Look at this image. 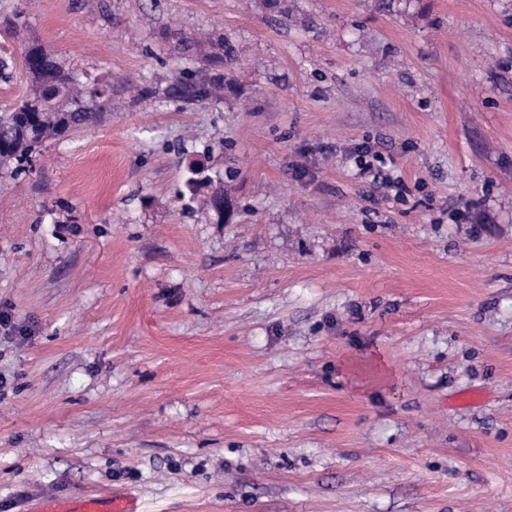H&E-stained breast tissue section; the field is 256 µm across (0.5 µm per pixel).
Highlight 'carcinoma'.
<instances>
[{
	"instance_id": "obj_1",
	"label": "carcinoma",
	"mask_w": 512,
	"mask_h": 512,
	"mask_svg": "<svg viewBox=\"0 0 512 512\" xmlns=\"http://www.w3.org/2000/svg\"><path fill=\"white\" fill-rule=\"evenodd\" d=\"M164 39L181 53L195 52L207 69L230 67L236 62L232 46L223 36L194 39L179 33H167ZM29 90L20 103L8 112H0V166H12L11 174L26 172L32 154L48 138L65 137L92 122L97 113L90 103L102 98L99 88H90L77 75L44 51L41 56L22 61ZM224 87V80L181 78L176 84L179 97L201 102L213 86Z\"/></svg>"
}]
</instances>
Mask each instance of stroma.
Here are the masks:
<instances>
[{
  "instance_id": "obj_1",
  "label": "stroma",
  "mask_w": 512,
  "mask_h": 512,
  "mask_svg": "<svg viewBox=\"0 0 512 512\" xmlns=\"http://www.w3.org/2000/svg\"><path fill=\"white\" fill-rule=\"evenodd\" d=\"M35 38L105 95L0 169V512H512V0H0V112ZM163 38L166 41L171 39L174 49L182 54L194 51L205 63L207 70H212L213 67H231L236 62L233 48L223 35L194 39L180 33H166ZM215 79L197 80L192 78H181L176 84V93L179 97L190 102H202L207 99L211 94L213 86H218L219 89H224V76L220 77L218 83L215 84ZM133 499L131 496H110L100 500H80L77 506L67 502L45 500L32 512H137L136 508L132 507Z\"/></svg>"
}]
</instances>
